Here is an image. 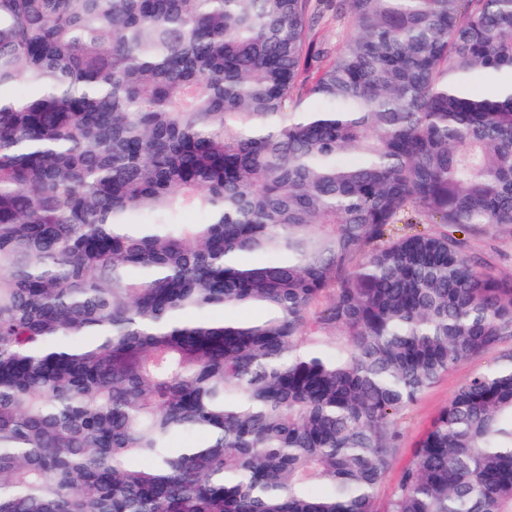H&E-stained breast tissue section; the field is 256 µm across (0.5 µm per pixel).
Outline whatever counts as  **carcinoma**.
<instances>
[{
  "mask_svg": "<svg viewBox=\"0 0 512 512\" xmlns=\"http://www.w3.org/2000/svg\"><path fill=\"white\" fill-rule=\"evenodd\" d=\"M494 228L512 0H0V512H512ZM353 34V27L347 17H338L332 12H328L326 17L317 30V38L322 46L328 48L330 54L323 61L328 64L336 53V49ZM494 358L495 354L489 353L460 362L427 389L409 408L399 426V452L388 477L376 491L379 501L389 496L402 469L410 459L416 442L429 428L439 410L448 404V400L473 373L487 369Z\"/></svg>",
  "mask_w": 512,
  "mask_h": 512,
  "instance_id": "cac0c4a2",
  "label": "carcinoma"
}]
</instances>
